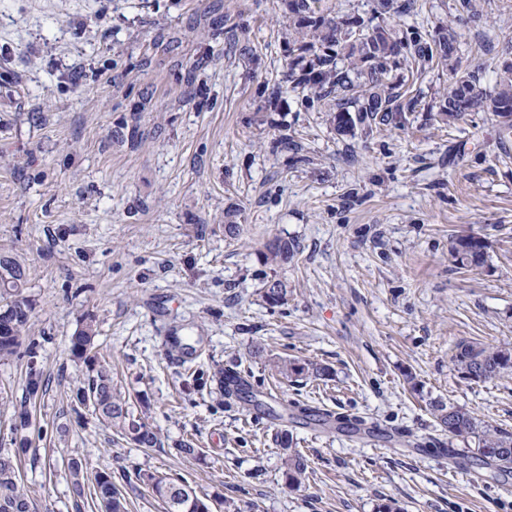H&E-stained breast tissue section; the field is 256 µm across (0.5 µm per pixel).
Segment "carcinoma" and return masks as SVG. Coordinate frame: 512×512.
I'll use <instances>...</instances> for the list:
<instances>
[{
    "label": "carcinoma",
    "instance_id": "carcinoma-1",
    "mask_svg": "<svg viewBox=\"0 0 512 512\" xmlns=\"http://www.w3.org/2000/svg\"><path fill=\"white\" fill-rule=\"evenodd\" d=\"M414 0H376L370 16L332 13L321 0H288V81L305 94L309 103L336 98L332 122L340 134L353 131L368 120L393 122L405 112L421 108L420 95L402 65L413 61L421 66H436L448 71V86L438 102L427 111L438 113L440 121L451 124L466 112L490 111L499 118L500 131L512 134V63L503 65L494 93L480 88L479 72L464 69L458 57V39L443 27L433 32L415 28L400 29L392 19L410 11ZM241 211L224 210V233L236 236L241 230ZM450 251L462 265L478 267L486 261V245L478 237L460 236L451 242ZM297 253L296 244L275 239L265 246L263 262L274 268L288 264ZM29 268L11 250H0V361L28 356L25 397L14 405L13 444L29 449L27 434L31 408L47 386L44 371L37 367V345L26 342L29 322L36 302L26 294ZM288 288L279 278L268 281L264 301L282 305ZM96 322L88 317L70 339L73 361L83 364L85 373L73 389L75 398L92 408L102 425L139 448H159L157 431L146 422L145 412L135 413L129 398L114 384L110 364L94 352ZM455 368L472 381H485L512 374V349L489 347L474 340H461L450 358ZM274 367L285 378L325 380L330 368L301 360L279 359ZM440 423L451 424L448 436L474 444L477 455L489 465L506 471L512 468V433L481 420L470 412L441 399L431 402ZM284 450L283 477L286 488H297L308 470V460L293 448L288 432L279 436ZM17 456L12 449H0V503L21 500L25 512H37L36 503L23 490ZM79 458H71L67 470L78 500L76 512L85 507L84 470ZM127 484L140 485L165 506V512H212V503L181 481L137 469L125 475ZM92 498L100 512H127L122 490L112 473L99 471L94 476Z\"/></svg>",
    "mask_w": 512,
    "mask_h": 512
}]
</instances>
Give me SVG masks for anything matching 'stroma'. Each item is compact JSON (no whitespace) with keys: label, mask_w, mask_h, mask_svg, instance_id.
<instances>
[{"label":"stroma","mask_w":512,"mask_h":512,"mask_svg":"<svg viewBox=\"0 0 512 512\" xmlns=\"http://www.w3.org/2000/svg\"><path fill=\"white\" fill-rule=\"evenodd\" d=\"M455 4L416 0L400 24L455 28L462 66L493 91L512 0H475L476 22ZM287 27L285 0H0V246L26 259L49 379L32 410L40 463L21 464L38 512H74V456L181 478L238 512H512V472L429 407L512 432V375L475 382L450 362L463 339L512 345V136L489 112L446 126L426 110L337 133L332 102L308 109L290 87ZM281 135L293 148L273 150ZM460 234L485 241L484 267L455 263ZM278 237L298 251L274 270L261 253ZM274 277L288 284L275 307L261 297ZM89 316L162 447L116 439L74 402L69 339ZM279 357L333 375L280 379ZM220 369L252 399L227 396ZM23 371L0 361V448ZM284 430L309 459L296 490Z\"/></svg>","instance_id":"1"}]
</instances>
